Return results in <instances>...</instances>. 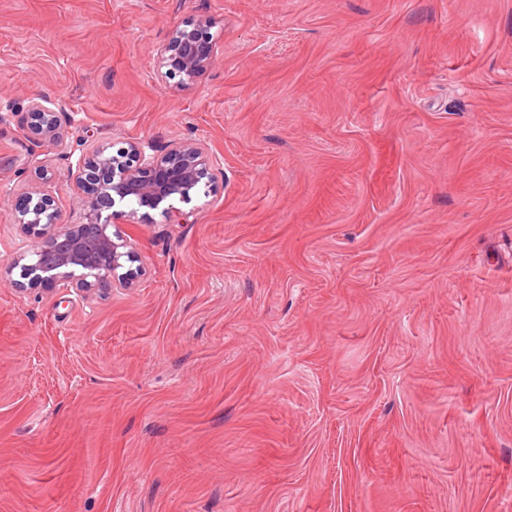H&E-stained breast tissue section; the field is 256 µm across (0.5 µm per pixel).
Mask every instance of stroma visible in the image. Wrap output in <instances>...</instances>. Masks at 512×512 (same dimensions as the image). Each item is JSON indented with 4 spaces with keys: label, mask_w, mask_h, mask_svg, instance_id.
I'll use <instances>...</instances> for the list:
<instances>
[{
    "label": "stroma",
    "mask_w": 512,
    "mask_h": 512,
    "mask_svg": "<svg viewBox=\"0 0 512 512\" xmlns=\"http://www.w3.org/2000/svg\"><path fill=\"white\" fill-rule=\"evenodd\" d=\"M38 95L221 162L134 288L14 286ZM0 512H512V0H0ZM212 24L208 18L175 24L158 48L159 66L166 68L165 76L179 77V90L195 88L212 62L216 47Z\"/></svg>",
    "instance_id": "35a3bbf8"
}]
</instances>
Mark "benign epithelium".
I'll return each mask as SVG.
<instances>
[{
    "instance_id": "1",
    "label": "benign epithelium",
    "mask_w": 512,
    "mask_h": 512,
    "mask_svg": "<svg viewBox=\"0 0 512 512\" xmlns=\"http://www.w3.org/2000/svg\"><path fill=\"white\" fill-rule=\"evenodd\" d=\"M208 18L179 23L168 32L158 48L159 66L165 75L178 78V88H195L210 66L216 42ZM27 126L38 141L59 137L60 109L35 97L27 111ZM75 188L85 211V222L67 224L62 220L56 198L42 191H27L14 204L16 225L28 240V249L13 265H24L23 280L17 288H75L92 293L112 288L127 290L142 275L131 240L114 229L135 218L138 209H156L177 221L182 211L174 202L189 200L190 191L202 180H212L215 161L205 146L186 141L152 155L137 142L111 151L102 143L81 155L75 166ZM134 205L125 211L118 205Z\"/></svg>"
}]
</instances>
